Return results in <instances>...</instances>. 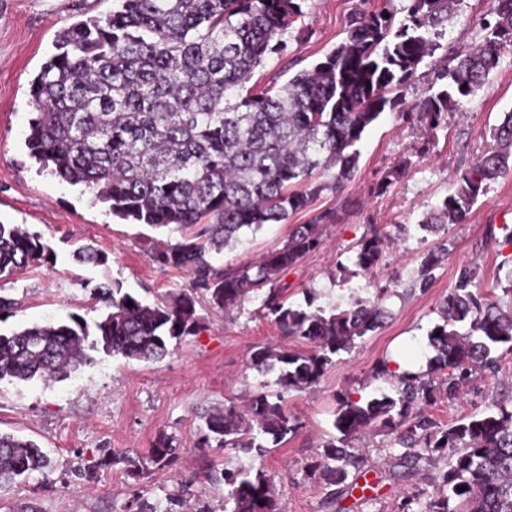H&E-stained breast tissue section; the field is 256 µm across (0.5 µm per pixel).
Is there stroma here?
I'll return each instance as SVG.
<instances>
[{
  "mask_svg": "<svg viewBox=\"0 0 512 512\" xmlns=\"http://www.w3.org/2000/svg\"><path fill=\"white\" fill-rule=\"evenodd\" d=\"M383 5L401 17L408 0H309L295 24L308 31V38L290 40L288 56L256 69L248 90L279 88L336 47L353 12ZM492 7L493 0H463L436 61L449 62L451 54L475 43ZM111 9L112 0H0V222L42 234L56 253L54 266L28 268L0 280V295L17 302L13 316L0 321L1 332L71 314L97 320L105 311L93 296L99 284L120 287L147 304L190 289L185 271L159 268L150 258L154 243L180 240V232L112 216L85 186L61 182L41 170L26 146L33 110L30 81L54 53L56 34ZM509 111L512 47L504 50L483 90L449 112L447 128L431 133L409 127L397 113H382L363 133L357 168L340 195L320 196L310 210L290 216L288 223L244 233L217 255L215 264L224 269L258 262L282 246L292 225L339 207L342 219L323 226L320 247L283 275L286 303L305 307L312 294L325 309H345L356 299L376 296L388 312L381 328L334 356L318 383L286 394L285 404L301 424L288 441L261 459L234 448L198 447L204 412L228 399L273 390L272 376L251 363L257 348L301 347L263 314L260 300L221 311L201 298L196 303L201 331L171 342L162 360H129L93 350L89 362L63 380L0 381V432L36 442L52 462L49 472H35L18 482L5 503L32 502L42 512H144L148 502L164 512L168 499L177 498L180 512H198L204 504L211 512H224L223 486L205 477L212 467L263 468L278 492L282 512H396L407 494L433 493L437 465L423 461L414 472L398 466L394 435L376 428L351 441L367 461L363 481L371 487V503L361 502L358 488L330 501L312 465L337 435L333 422L338 395L365 400L393 395L392 379L379 371L395 354L425 362L433 357L427 335L439 323V305L461 267H476L489 298L501 297L512 270V242L507 239L512 233V171L490 183L465 223L426 232L419 222L453 192L459 174L488 150L489 129ZM404 156L412 161L405 175L385 193H374L383 172ZM373 230L383 239L382 254L376 269L365 273L355 263L357 245ZM87 244L106 253L107 263L77 262L74 251ZM441 246L447 256L434 267L429 287L419 288L423 256ZM429 375L441 392L424 412L446 428L512 395V354L500 358L496 372H479L457 394L443 388L447 370L436 367ZM162 434L174 438L178 457L159 466L148 457ZM121 454L147 460L140 477L128 475L117 460Z\"/></svg>",
  "mask_w": 512,
  "mask_h": 512,
  "instance_id": "35a3bbf8",
  "label": "stroma"
}]
</instances>
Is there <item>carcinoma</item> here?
<instances>
[{
	"instance_id": "cac0c4a2",
	"label": "carcinoma",
	"mask_w": 512,
	"mask_h": 512,
	"mask_svg": "<svg viewBox=\"0 0 512 512\" xmlns=\"http://www.w3.org/2000/svg\"><path fill=\"white\" fill-rule=\"evenodd\" d=\"M103 17L62 30L55 53L31 80L35 112L26 145L41 169L71 185L83 184L110 213L130 224L192 228V235L150 253L161 268L188 272L189 293L145 304L121 289L94 288L106 313L93 324H34L0 333V381L56 379L89 360L87 348L138 361L167 353L172 339L201 329L195 295L219 309L262 297L265 314L310 350L253 352L256 368L278 369L276 394L256 391L242 411L232 401L202 416L199 444L238 448L264 457L298 430L284 394L317 383L333 355L383 323L377 300L325 313L285 306L282 276L321 245L319 225L336 224L341 209L296 224L283 245L260 262L230 272L213 257L240 234L285 222L324 193L341 191L357 168V144L385 112L430 130L448 125V112L476 97L512 46V0H494L492 18L472 47L454 64L433 72L425 95L408 102L419 66L441 47L448 22L462 0H410L400 22L383 7L354 13L346 36L325 58L295 74L276 93L244 91L252 73L287 53L286 35L308 0H114ZM493 148L463 172L453 193L426 214L421 228L435 231L465 222L491 181L512 169V112L491 129ZM411 160L400 159L374 188L385 191ZM374 233L358 244L356 264L370 272L381 257ZM54 251L19 224H0V279L19 269L53 263ZM76 259L104 264L108 256L87 246ZM440 255L431 251L419 270L430 284ZM502 306L483 293L475 269L463 267L456 286L439 306L441 322L428 333L433 362L448 372V390L466 384L476 369H493L512 353V275ZM132 306H127V302ZM397 397L338 400L339 436L323 446L313 466L330 488L358 478L363 456L353 437L378 427L397 433L400 466L414 468L424 455L449 458L437 472L431 496L403 498L398 512H512V401L442 429L421 407L437 396L432 379L419 372L392 374ZM176 446L159 437L154 463L173 460ZM51 467L32 440L0 433V499L33 472ZM207 479L228 487L229 512H281L278 493L262 469L213 471ZM465 490H460V487ZM418 510H413L412 505Z\"/></svg>"
}]
</instances>
